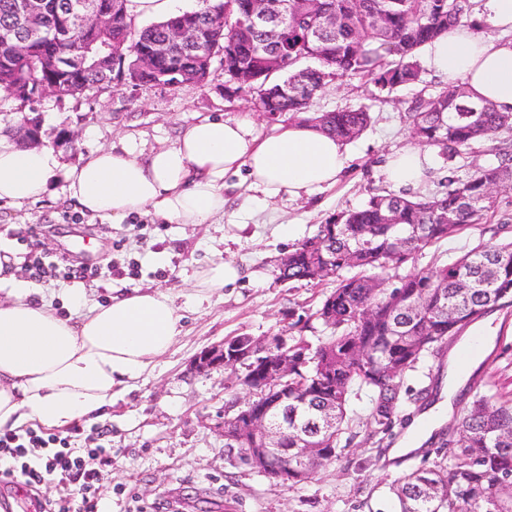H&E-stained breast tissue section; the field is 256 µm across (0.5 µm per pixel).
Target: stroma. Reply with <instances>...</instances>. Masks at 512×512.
I'll list each match as a JSON object with an SVG mask.
<instances>
[{
  "instance_id": "obj_1",
  "label": "stroma",
  "mask_w": 512,
  "mask_h": 512,
  "mask_svg": "<svg viewBox=\"0 0 512 512\" xmlns=\"http://www.w3.org/2000/svg\"><path fill=\"white\" fill-rule=\"evenodd\" d=\"M227 78L213 68L207 83L183 91L168 85H121L82 98L48 96L37 109L42 144L52 147L56 134L75 132L74 147L60 149L64 164L74 165L99 148L135 145L148 153L171 146L186 125L206 117L233 119L251 113L254 133L278 131L258 108L255 92L227 95ZM443 85L430 70L420 83L393 92H375L365 79L333 82L314 97L310 111L369 105L370 126L347 143L349 162L340 180L301 200L265 197L251 189L245 172L224 177L223 215L208 224H169L154 216H131L111 224L81 213L66 197L65 179L56 176L51 192L22 207L0 206V234L18 253V276L30 280L25 258L37 250L45 263L59 268L88 265L95 278H46L36 282L63 314L79 315L88 305L107 303L131 288L169 291L185 314V332L172 350L119 395L112 408L94 419L58 429L72 448L103 446L112 456L102 466L98 490L100 512H368L369 491L385 495L394 480L420 465V456L395 449L422 410L402 402L398 415L406 426L397 430L386 450L387 465L375 463L371 444L353 450L350 467L330 465L310 482L275 483L240 464L224 446V404L244 403L245 393L234 369L196 371L194 357L233 336L288 335L290 314L309 317L303 336L319 343L330 329L313 314L335 278L292 285L276 281L274 263L336 212L361 206L377 191L389 190L384 174L388 157L411 146L405 115L411 102ZM504 227L512 235V189L498 193V208L486 223L469 226L416 259L415 269L432 259L446 262L464 254L490 229ZM240 269L239 279L202 305L191 299L194 275L217 261ZM85 301H70L71 289ZM490 344L481 347L478 363L461 386L482 394L512 390V306L485 316Z\"/></svg>"
}]
</instances>
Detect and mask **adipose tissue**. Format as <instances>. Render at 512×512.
<instances>
[{
	"label": "adipose tissue",
	"mask_w": 512,
	"mask_h": 512,
	"mask_svg": "<svg viewBox=\"0 0 512 512\" xmlns=\"http://www.w3.org/2000/svg\"><path fill=\"white\" fill-rule=\"evenodd\" d=\"M477 27H458L426 48L429 67L461 82L474 99L512 113V0H482ZM347 162L340 140L303 122L257 139L250 116L203 118L172 146L142 154L135 146L100 148L66 167L46 147L0 136V202L40 201L63 175L66 192L90 216L122 223L152 214L172 224H204L224 211V177L246 170L267 197L297 200L335 184ZM431 167L417 147L386 168L397 189L422 184ZM20 259L0 239V428L30 421L64 428L111 407L167 354L183 332V315L167 291L134 288L65 316L17 276Z\"/></svg>",
	"instance_id": "1"
}]
</instances>
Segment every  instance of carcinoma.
Masks as SVG:
<instances>
[{
  "label": "carcinoma",
  "mask_w": 512,
  "mask_h": 512,
  "mask_svg": "<svg viewBox=\"0 0 512 512\" xmlns=\"http://www.w3.org/2000/svg\"><path fill=\"white\" fill-rule=\"evenodd\" d=\"M0 0V96L18 103L20 112H37L39 88L54 80L72 82V96L102 92L112 85L104 69H86L68 76L45 62L46 51L66 55L84 45L87 31L75 19L67 37L51 39L24 57L13 54L12 32L21 27L13 5ZM70 0H48L38 21L51 37L68 13ZM250 0H198L195 15L205 29V47L224 54V66L250 68L255 86H281L288 93L258 96L268 121L298 118L300 98L312 100L330 82L366 79L380 92L421 81L423 48L460 25L474 26L473 0H327L336 23L322 37H309L320 20L306 0H295L299 21L282 22L288 67L271 70L272 55L256 43H238L224 50L248 26ZM174 17L137 26L129 7L124 17L99 34L98 43L112 56L137 66L142 48L166 38ZM411 138L454 162L483 143L496 162L463 179L448 168L445 189L428 195L374 194L358 209L336 213L288 252V264H275L280 282L321 280L336 276V288L313 313L332 330L328 340L313 345L302 336L288 342V404L273 405V395L254 369L249 407H224L226 432L232 435L246 416L288 417V458L264 475L281 482V473L303 467L301 448H317L326 464H350L347 445L356 437L350 413L354 390L371 402L367 439L381 448L403 424L396 408L402 398L423 403L426 387L404 385L427 356H437L463 330L488 313L512 304V239L480 241L460 258L433 263L405 275L399 270L471 224L495 212L496 192L512 183V115L474 101L461 85L443 86L433 96H420L409 106ZM306 121L347 143L370 122L369 107L315 113ZM420 303L411 311L407 303ZM421 465L403 474L390 492L396 512H512V395H478L460 418L445 424L420 448Z\"/></svg>",
  "instance_id": "1"
}]
</instances>
